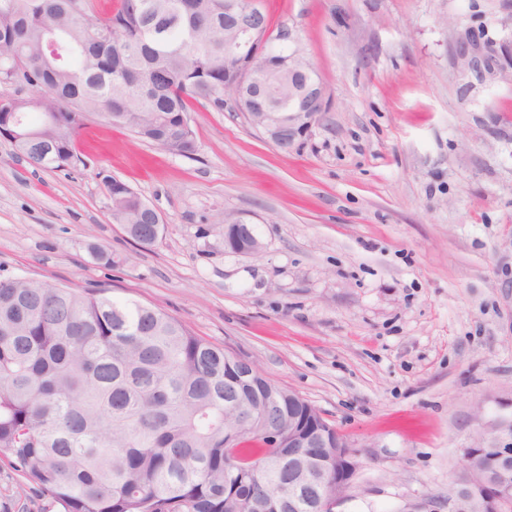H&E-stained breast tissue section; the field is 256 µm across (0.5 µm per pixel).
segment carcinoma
I'll return each instance as SVG.
<instances>
[{"instance_id":"obj_1","label":"carcinoma","mask_w":512,"mask_h":512,"mask_svg":"<svg viewBox=\"0 0 512 512\" xmlns=\"http://www.w3.org/2000/svg\"><path fill=\"white\" fill-rule=\"evenodd\" d=\"M120 0L96 16L94 0H0V83L29 88L0 98L6 115L44 127L14 143L40 169L77 155L72 138L89 114L161 145L186 136L191 99L224 111V51L232 35L224 0ZM116 223L142 245L150 211L129 186L107 185ZM226 352L159 307L105 290L0 277V452L65 512H317L288 510L290 448H270L261 412L279 426L304 403L255 370L235 383ZM471 465L512 455V433L477 434Z\"/></svg>"}]
</instances>
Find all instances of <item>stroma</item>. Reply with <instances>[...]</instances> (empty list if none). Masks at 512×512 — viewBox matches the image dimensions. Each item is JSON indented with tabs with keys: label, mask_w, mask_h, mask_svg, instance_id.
Masks as SVG:
<instances>
[{
	"label": "stroma",
	"mask_w": 512,
	"mask_h": 512,
	"mask_svg": "<svg viewBox=\"0 0 512 512\" xmlns=\"http://www.w3.org/2000/svg\"><path fill=\"white\" fill-rule=\"evenodd\" d=\"M260 4L327 88L303 141L229 100L191 102L187 153L98 114L73 167L0 137V275L160 306L254 360L353 443L341 512H447L480 419L512 411V0ZM112 179L156 244L113 222ZM228 216L261 253L225 251ZM0 512L64 508L0 456ZM109 196L112 200V216L117 224H128L127 234L142 245H153L161 237L164 231V224L160 215L156 212L157 218L154 224H161L156 235L146 237L149 227L146 226L151 219L150 211L143 207L144 202L125 183L112 179L107 185ZM148 205V204H147ZM140 225H145L139 228ZM141 230L145 231L144 234Z\"/></svg>",
	"instance_id": "35a3bbf8"
}]
</instances>
